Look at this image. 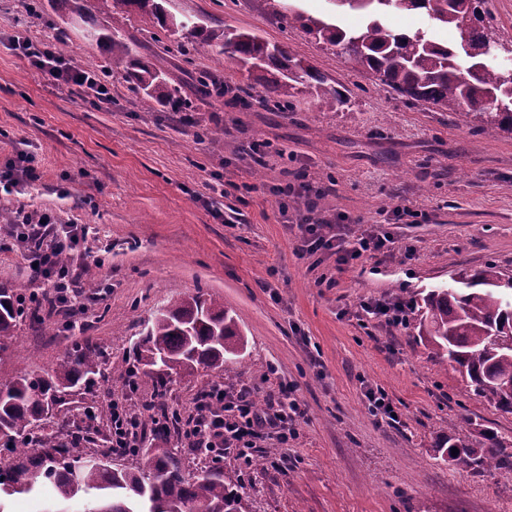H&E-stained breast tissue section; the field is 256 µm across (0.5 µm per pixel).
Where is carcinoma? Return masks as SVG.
<instances>
[{"label": "carcinoma", "instance_id": "cac0c4a2", "mask_svg": "<svg viewBox=\"0 0 512 512\" xmlns=\"http://www.w3.org/2000/svg\"><path fill=\"white\" fill-rule=\"evenodd\" d=\"M127 9L148 16L165 31L180 35L188 49L210 48L230 63L261 72L271 69L267 97L289 111L297 95L316 94L327 106L344 94L327 86V79L288 49L251 33L229 28L204 33L169 15L166 0H115ZM482 0H337V6L369 14L359 30H347L323 18L293 10L287 0H266L269 10L299 25L318 42L340 49L339 55L368 72L378 84L403 97L421 102L435 112L474 110L480 128L489 136L512 133V68H490L471 56L466 72L460 58L464 44L477 47L488 38ZM424 10L436 24L457 34L453 47L428 35H410L387 27L381 18L388 11ZM109 60L126 64V78L151 99L176 112H187L184 100L157 64L138 55L120 35L92 32ZM464 288H435L424 298L423 339L466 378L476 395L497 409L512 413V279H503L487 266L462 277ZM28 315L16 287L0 285V356L16 341L17 327ZM246 346L239 319L211 296L196 294L175 301L157 312L133 344L134 361L146 373L193 376L199 370L233 363ZM104 352L78 346L62 358L48 377L17 375L0 379V512L4 500L30 494L48 481L56 489L58 505L86 500L84 512H247L242 499L224 482V474L199 470L185 472L178 450L168 442L141 449V461L132 467L108 464L112 453L93 452L84 438L71 433L62 439L50 428L55 409L68 397L80 396L85 408H95L96 387L107 380ZM478 447L454 436L448 449L459 453L457 464L476 472L511 468L512 451L494 436Z\"/></svg>", "mask_w": 512, "mask_h": 512}]
</instances>
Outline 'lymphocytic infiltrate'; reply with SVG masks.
<instances>
[{
  "mask_svg": "<svg viewBox=\"0 0 512 512\" xmlns=\"http://www.w3.org/2000/svg\"><path fill=\"white\" fill-rule=\"evenodd\" d=\"M14 50L39 69L50 81L74 86L95 105L112 102L111 85H98L92 70L79 69L62 60L54 41L32 42L23 35L10 38ZM300 235L294 248L297 255L317 253L334 256L337 269H344L352 261L362 258L381 259L393 252L395 240L390 233L365 230L354 236L338 233L336 224L316 217L314 208H306L296 217ZM86 229L78 224H59L50 216H42L37 223L27 221L12 225L8 235L33 256L35 279L49 283L53 306L67 308L76 299L80 272L74 264H61V256L74 255L84 238ZM254 387L243 385L227 387L215 382L197 398L193 413L184 420L172 421L170 415L155 420L156 437H169L179 432L188 447L203 448L217 455H234L243 462H251L257 442H272L274 447H287L297 432L305 411L291 388L279 386L268 394L265 408L254 402ZM131 394L112 400V449L120 452L140 447L147 434L141 419L131 409Z\"/></svg>",
  "mask_w": 512,
  "mask_h": 512,
  "instance_id": "obj_1",
  "label": "lymphocytic infiltrate"
}]
</instances>
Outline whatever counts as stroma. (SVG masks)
<instances>
[{
  "label": "stroma",
  "instance_id": "1",
  "mask_svg": "<svg viewBox=\"0 0 512 512\" xmlns=\"http://www.w3.org/2000/svg\"><path fill=\"white\" fill-rule=\"evenodd\" d=\"M29 2L0 0V169L24 151L40 179L0 194V209L87 228L88 310L70 329L39 308L0 358V378L45 376L75 345L101 348L109 378L98 390L91 447L107 450L108 403L126 390L134 341L159 309L201 291L239 318L247 346L234 374L175 376L160 392L140 374L135 400L148 420L166 409L189 414L218 381L264 392L292 384L305 416L283 469L271 467L268 447L249 465L224 458V479L248 512H512V469L477 473L446 454L456 433L479 442L490 432L511 447L512 414L476 396L418 336L430 290L487 265L512 277V134L488 137L474 115L434 112L378 85L272 15L265 0H167L166 8L217 33L287 45L344 102L328 107L301 94L293 111L278 112L255 75L211 52L185 53L180 37L115 0H79L83 15L69 0H40L35 12ZM481 10L497 44L487 63L512 65V0H483ZM94 28L119 32L155 59L193 110L169 111L128 83L123 66L89 39ZM18 32L65 39L79 67L109 69L111 106L95 108L31 67L10 46ZM205 71L223 79V97L200 98ZM256 141L267 144L260 163L248 153ZM302 183L328 187L318 214L344 216L352 233L384 225L397 239L393 255L341 271L327 255L297 256L295 217L305 204L275 189ZM400 204L418 217L395 220ZM0 283L43 289L3 224ZM398 297L414 304L406 325L360 314L364 302ZM368 385L385 391L397 422L372 415Z\"/></svg>",
  "mask_w": 512,
  "mask_h": 512
}]
</instances>
